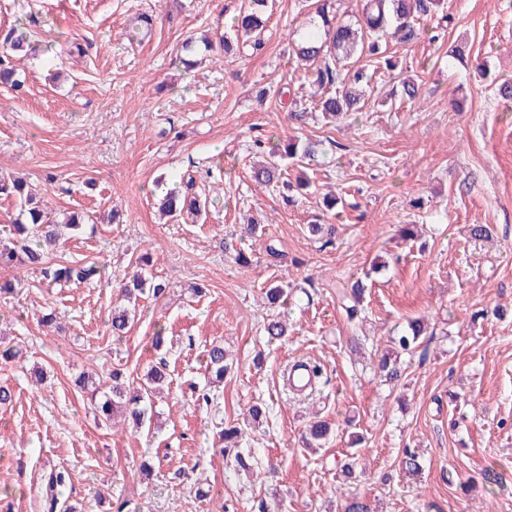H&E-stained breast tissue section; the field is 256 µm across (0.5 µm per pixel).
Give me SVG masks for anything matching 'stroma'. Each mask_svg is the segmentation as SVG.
Returning a JSON list of instances; mask_svg holds the SVG:
<instances>
[{
  "mask_svg": "<svg viewBox=\"0 0 512 512\" xmlns=\"http://www.w3.org/2000/svg\"><path fill=\"white\" fill-rule=\"evenodd\" d=\"M241 3L0 0V30L33 17L57 42L53 57L17 60L23 91L0 85V174L24 178L59 217L119 212L64 234L51 255L106 268L111 283L49 287L32 268H0L14 286L0 295V346L17 352L0 359V386L14 395L0 407V500L39 512L43 473L62 467L76 512H338L350 496L377 512H512V101L498 94L512 82V0H442L436 40L388 41L389 70L360 58L375 73L361 112L300 126L277 91L297 88L311 105L290 33L315 0H272L260 51L236 44L191 69L181 62L187 36L224 34ZM455 42L470 54L452 64ZM407 78L418 97L380 106L378 94ZM258 137L319 143L317 165L288 169L311 193L290 204L254 183ZM187 173L215 205L198 223L164 220L154 182ZM329 191L340 198L331 210ZM317 218L335 225L332 239L310 232ZM251 221L261 238L241 237ZM407 224L419 227L408 241ZM474 224L492 225V239L472 238ZM240 250L249 266L236 263ZM145 252L169 290L140 298L138 322L114 338V286ZM379 261L386 270L371 274ZM362 276L369 288L351 321L339 294ZM273 281L287 286V305L266 304ZM195 284L202 294L190 293ZM48 312L57 321L46 329ZM276 317L288 335L272 342L265 326ZM414 318L427 334L402 355L400 384L387 385L376 352ZM214 342L233 360L218 388L206 368ZM161 358L173 382L151 425L104 426L78 377L102 382L120 368L137 382ZM295 359L320 372L303 396L283 386ZM194 387L210 404L192 401ZM253 405L264 410L258 426L224 448L220 430ZM316 419L333 433L311 451L302 436ZM408 449L422 465L414 478L399 466ZM239 450L252 453L251 469L236 466ZM488 471L506 485L486 482Z\"/></svg>",
  "mask_w": 512,
  "mask_h": 512,
  "instance_id": "obj_1",
  "label": "stroma"
}]
</instances>
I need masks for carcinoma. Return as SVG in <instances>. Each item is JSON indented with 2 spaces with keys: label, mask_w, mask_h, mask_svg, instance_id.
<instances>
[{
  "label": "carcinoma",
  "mask_w": 512,
  "mask_h": 512,
  "mask_svg": "<svg viewBox=\"0 0 512 512\" xmlns=\"http://www.w3.org/2000/svg\"><path fill=\"white\" fill-rule=\"evenodd\" d=\"M341 0H319L316 18L309 25L293 32L295 56L298 65L304 70L305 82L322 90L321 97L314 102V110L327 119L344 117L361 109L363 86H370V78L362 67L347 68L342 61L347 60L356 48L367 52L368 56L382 53L381 38L389 37L405 45L414 44L428 34L422 22L433 18L440 0H365L362 18L351 22L337 17V5ZM267 0H244L236 16L235 28L244 34H255L253 47L261 46L259 34L265 29L269 19L266 13ZM36 52L45 54L56 52V43L29 29L25 23H18L6 31H0V84L19 91L22 82L16 78L14 57H27ZM271 161L252 169V179L260 185L282 184L290 188L288 169L282 167V160L288 158L295 163L313 161L317 156L316 144L309 141L304 145L296 139L288 141L284 153L269 152ZM0 195L13 197L20 204L18 218L11 225L12 241L0 243V266L24 264L39 272L41 281L48 285H64L71 282L83 283L98 279L104 280L102 271L94 264L64 265L49 260V254L58 246L64 227L72 232L79 231L85 218L77 213L68 215L64 225H59L35 202L26 190V183L20 178L0 177ZM207 195L195 189L193 180H179L159 198V209L166 216L176 218L185 213L198 216L205 210ZM151 255L145 252L138 256L136 271L120 286L128 307L112 311L110 326L112 334L120 337L127 334L135 321L136 303L144 295L158 298L167 291L168 284L146 274ZM366 285L361 280L353 282L345 298L348 319L357 316ZM269 304H283L288 300V289L278 283H271L265 291ZM424 324L420 320L408 321L407 327L399 336L389 339L391 347L378 361V373L384 381L397 383L403 377L400 356L411 351L420 336ZM207 367L216 381L224 380L229 371L224 345L212 343L207 350ZM167 364L159 361L149 368L145 381L138 387L127 383L119 370L112 371L105 401L100 405V413L107 422H114L112 416L125 413L139 428L147 420L146 400L152 393L161 389L168 381ZM331 433L329 423L316 420L308 428L306 444L320 442ZM70 481L67 471L54 469L49 474L50 496L47 497V512H73V507L58 497V489Z\"/></svg>",
  "instance_id": "1"
}]
</instances>
